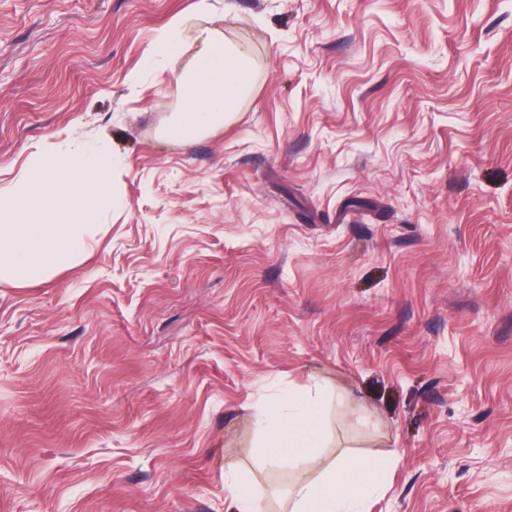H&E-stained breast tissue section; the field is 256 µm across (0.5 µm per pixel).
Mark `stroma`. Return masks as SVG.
<instances>
[{"instance_id":"obj_1","label":"stroma","mask_w":512,"mask_h":512,"mask_svg":"<svg viewBox=\"0 0 512 512\" xmlns=\"http://www.w3.org/2000/svg\"><path fill=\"white\" fill-rule=\"evenodd\" d=\"M198 2L0 0V187L69 143L115 188L0 285V512H276L263 410L313 385L305 468L391 461L370 512H512V0ZM197 28L252 87L177 143ZM184 26L183 20L173 23L158 37L157 46L163 57L175 62L179 36ZM225 487L231 501L232 512H257L256 498L247 491L242 490V486L233 481L225 482Z\"/></svg>"}]
</instances>
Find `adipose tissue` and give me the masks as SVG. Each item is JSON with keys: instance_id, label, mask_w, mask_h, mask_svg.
Instances as JSON below:
<instances>
[{"instance_id": "adipose-tissue-1", "label": "adipose tissue", "mask_w": 512, "mask_h": 512, "mask_svg": "<svg viewBox=\"0 0 512 512\" xmlns=\"http://www.w3.org/2000/svg\"><path fill=\"white\" fill-rule=\"evenodd\" d=\"M202 43L190 71L182 76L184 105L165 129L167 140L181 142L222 127L250 89V64L244 50L226 44L212 31L198 30ZM322 433L319 403L310 396H292L266 422L262 440L266 465L295 469L289 512H369L385 487V471L368 459L339 457L315 474L299 470L313 454Z\"/></svg>"}]
</instances>
